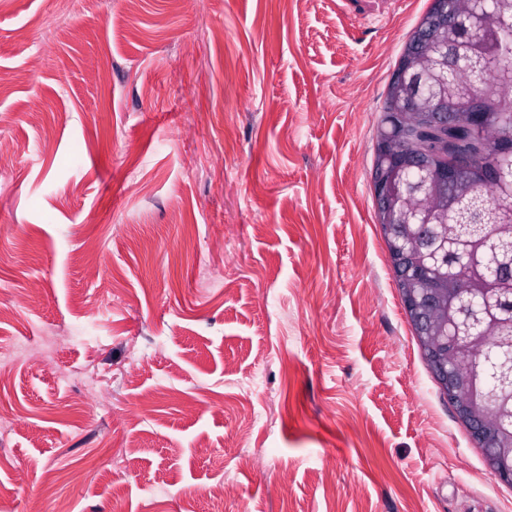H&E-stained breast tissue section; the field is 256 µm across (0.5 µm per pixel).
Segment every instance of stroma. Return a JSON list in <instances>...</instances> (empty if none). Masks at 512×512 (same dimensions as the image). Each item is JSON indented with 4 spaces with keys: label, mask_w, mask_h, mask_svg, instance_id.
Listing matches in <instances>:
<instances>
[{
    "label": "stroma",
    "mask_w": 512,
    "mask_h": 512,
    "mask_svg": "<svg viewBox=\"0 0 512 512\" xmlns=\"http://www.w3.org/2000/svg\"><path fill=\"white\" fill-rule=\"evenodd\" d=\"M426 5L0 0V512H512L375 225ZM58 331L111 406L32 366ZM430 3L426 7L423 14L419 17L416 25L409 31V37L405 41V45L401 51V53L396 57L393 66H392V73L391 77L388 81V84L386 86L385 90V106L387 112H394L396 108H398L402 102L404 101L406 97V86H405V73L408 70V68L416 64L419 61H422L428 54V52L420 57H416L413 53L408 51L409 48V38L412 36L418 26L420 25L421 21L423 20L424 16L427 14V12L433 7L434 1H429ZM400 74V76H399ZM393 124V131L388 140L383 139L376 142V149L384 153H392L394 156L404 154V136L401 131V127L396 124L394 118L390 113L383 117L382 124L387 125L388 123Z\"/></svg>",
    "instance_id": "obj_1"
}]
</instances>
